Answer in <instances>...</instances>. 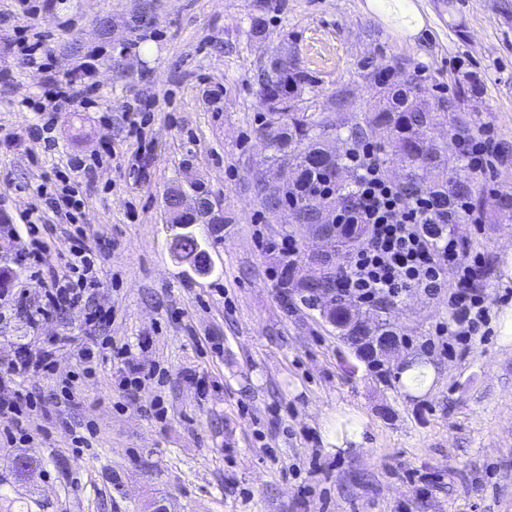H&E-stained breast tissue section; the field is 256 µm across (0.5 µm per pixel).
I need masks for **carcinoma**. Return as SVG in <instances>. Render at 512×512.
I'll return each mask as SVG.
<instances>
[{"label": "carcinoma", "mask_w": 512, "mask_h": 512, "mask_svg": "<svg viewBox=\"0 0 512 512\" xmlns=\"http://www.w3.org/2000/svg\"><path fill=\"white\" fill-rule=\"evenodd\" d=\"M306 76L286 56L270 61L269 72L260 84L258 94L269 108L268 118L260 131V140L268 151L266 162L272 174L293 171V181L281 187L280 202L291 212L292 223L299 226L328 224L327 211L343 198V204L354 203L352 184L354 172L347 166L345 155L328 157L324 147L326 131L336 128V137L352 144L365 142L374 130L383 132L392 160L406 171L401 183L406 196L413 200L423 194L431 195L439 206L448 208V201L465 200L472 209L480 210L485 197L476 191L471 179L461 170L448 167V145L438 143L434 132L448 126L453 142L471 136L476 130L456 112L425 98L421 89L412 84L391 88L375 101L364 121L346 129L333 126L328 117L312 112H298L294 101L305 83ZM334 186L330 196H321L316 187L321 181ZM200 247L197 237L174 233L169 249L175 259H194ZM341 265L323 272L320 287H311V294L329 295L323 307V317L334 327L337 335L349 345L354 355L370 365L380 361L370 355L366 337L386 336L394 343L401 333L387 318V308L378 306L372 316L361 312L350 314V306L337 294Z\"/></svg>", "instance_id": "obj_1"}]
</instances>
